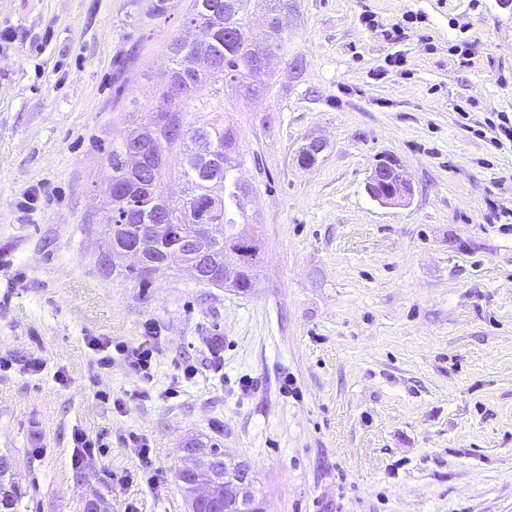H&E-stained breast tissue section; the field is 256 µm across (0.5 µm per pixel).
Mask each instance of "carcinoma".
<instances>
[{"mask_svg": "<svg viewBox=\"0 0 512 512\" xmlns=\"http://www.w3.org/2000/svg\"><path fill=\"white\" fill-rule=\"evenodd\" d=\"M253 3L275 20L268 32L265 53L270 58L288 59V0H190V23L204 27L207 37L193 42L175 39L168 45L170 80L161 90V98L171 103L165 110L173 121L168 134L176 139L166 146L167 153L176 151L181 158L176 164L164 161L151 183L143 185L127 162L124 142L112 144L106 157L112 168V183L124 186L126 192L110 197L104 207L105 218L112 224V246L130 245L138 241L139 228L129 223L128 214H137L141 224H152L156 209L165 201L164 193L179 191L184 196L183 205L170 210V223L181 226L184 236L198 233L197 225L205 214L217 219L221 226L220 235L209 237L195 280L207 288L228 286L243 292L253 287L257 275L259 240L238 229L239 221L247 219L254 202L252 191L236 182L238 135L232 125L217 118L198 116L188 120L181 103L216 77L235 83L236 89L246 95L269 92V74L253 65L254 50L247 33ZM216 153L221 161L219 176L201 180L200 169L211 163L210 156ZM229 260L240 262L235 279L227 285L211 282L210 267ZM186 447L188 452L178 469L181 488L190 509L211 512L208 504L193 501L188 482L207 475L203 470L207 460L214 458L218 467H224V449L201 441H190ZM23 498L11 467L1 466L0 512H21Z\"/></svg>", "mask_w": 512, "mask_h": 512, "instance_id": "cac0c4a2", "label": "carcinoma"}]
</instances>
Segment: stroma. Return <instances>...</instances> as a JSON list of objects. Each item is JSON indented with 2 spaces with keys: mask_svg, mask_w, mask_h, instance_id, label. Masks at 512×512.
Here are the masks:
<instances>
[{
  "mask_svg": "<svg viewBox=\"0 0 512 512\" xmlns=\"http://www.w3.org/2000/svg\"><path fill=\"white\" fill-rule=\"evenodd\" d=\"M174 2L0 0V454L25 512L96 492L189 512L191 438L247 462L265 512H512V0H297L300 70L189 103L238 134L261 240L243 293L101 266L105 155L164 108L171 39L202 35ZM384 154L407 205L365 191ZM91 336L157 337L152 381L98 371ZM32 353L42 375L18 368ZM77 428L105 443L80 465Z\"/></svg>",
  "mask_w": 512,
  "mask_h": 512,
  "instance_id": "1",
  "label": "stroma"
}]
</instances>
